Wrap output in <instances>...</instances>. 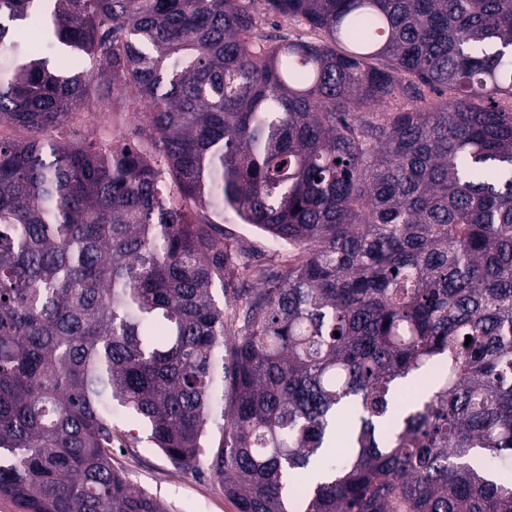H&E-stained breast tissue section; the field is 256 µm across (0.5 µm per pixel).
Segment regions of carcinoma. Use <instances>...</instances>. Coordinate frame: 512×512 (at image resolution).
I'll list each match as a JSON object with an SVG mask.
<instances>
[{
  "mask_svg": "<svg viewBox=\"0 0 512 512\" xmlns=\"http://www.w3.org/2000/svg\"><path fill=\"white\" fill-rule=\"evenodd\" d=\"M502 95L512 0H0V495L168 512L116 404L238 512H512ZM97 102L140 141L56 138ZM260 30L263 33H275L284 38L302 39L312 42L325 40L323 33L313 29L303 18L283 16L276 13L260 14ZM233 216V215H231ZM234 217V216H233ZM224 237L234 244H242L253 253L252 264L261 266H284L293 259V253L288 246L283 245L272 250L268 237L259 230L246 224H241L235 217L224 216Z\"/></svg>",
  "mask_w": 512,
  "mask_h": 512,
  "instance_id": "carcinoma-1",
  "label": "carcinoma"
}]
</instances>
